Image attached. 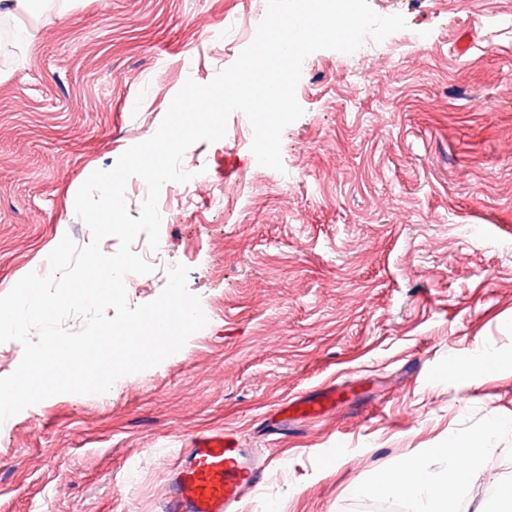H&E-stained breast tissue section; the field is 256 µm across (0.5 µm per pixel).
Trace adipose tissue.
Instances as JSON below:
<instances>
[{
	"label": "adipose tissue",
	"mask_w": 512,
	"mask_h": 512,
	"mask_svg": "<svg viewBox=\"0 0 512 512\" xmlns=\"http://www.w3.org/2000/svg\"><path fill=\"white\" fill-rule=\"evenodd\" d=\"M502 427L491 421L485 433L478 436H459L449 441L434 454L442 463L432 469L425 460L410 457L398 468L381 474L373 482L355 486L356 494L414 495L422 512H450L458 490L470 487L477 477L475 471L480 459L489 453V441Z\"/></svg>",
	"instance_id": "obj_1"
}]
</instances>
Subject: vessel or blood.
Returning a JSON list of instances; mask_svg holds the SVG:
<instances>
[{"label":"vessel or blood","instance_id":"obj_1","mask_svg":"<svg viewBox=\"0 0 512 512\" xmlns=\"http://www.w3.org/2000/svg\"><path fill=\"white\" fill-rule=\"evenodd\" d=\"M177 457L162 512H238L242 499L267 481V464L232 434L195 437Z\"/></svg>","mask_w":512,"mask_h":512}]
</instances>
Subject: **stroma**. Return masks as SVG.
Returning a JSON list of instances; mask_svg holds the SVG:
<instances>
[{
  "instance_id": "1",
  "label": "stroma",
  "mask_w": 512,
  "mask_h": 512,
  "mask_svg": "<svg viewBox=\"0 0 512 512\" xmlns=\"http://www.w3.org/2000/svg\"><path fill=\"white\" fill-rule=\"evenodd\" d=\"M421 46L366 67L320 50L262 168L251 124L183 156L195 194L162 188L165 266L188 267L206 326L102 395L61 394L0 427V512H157L175 449L231 431L269 463L239 512H358L352 487L460 434L505 426L458 512H501L512 481V0H369ZM266 0H58L0 42V295L63 236L91 238L79 187L152 136L187 80L211 82ZM494 360L474 377L453 365ZM335 390L320 418L285 401Z\"/></svg>"
}]
</instances>
